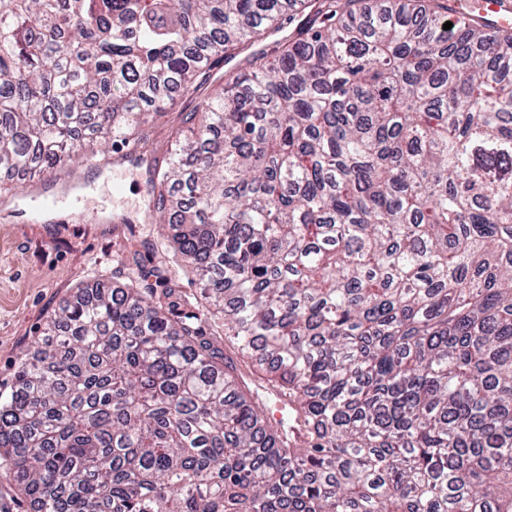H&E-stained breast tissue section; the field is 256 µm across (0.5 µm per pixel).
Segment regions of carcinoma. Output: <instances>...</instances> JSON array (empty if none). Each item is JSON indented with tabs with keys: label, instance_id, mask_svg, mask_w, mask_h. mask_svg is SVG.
I'll list each match as a JSON object with an SVG mask.
<instances>
[{
	"label": "carcinoma",
	"instance_id": "obj_1",
	"mask_svg": "<svg viewBox=\"0 0 512 512\" xmlns=\"http://www.w3.org/2000/svg\"><path fill=\"white\" fill-rule=\"evenodd\" d=\"M357 2L0 4V174L123 148L169 229L159 288L65 302L0 392L36 512H512V32ZM180 260L236 357L177 310ZM178 110L180 112H173L166 117H157L146 125L148 129V148L156 149L158 155L162 154L167 148H169L171 134L175 128L181 125V120L184 119L187 113L191 112L194 104L189 98L178 99Z\"/></svg>",
	"mask_w": 512,
	"mask_h": 512
}]
</instances>
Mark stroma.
<instances>
[{
    "mask_svg": "<svg viewBox=\"0 0 512 512\" xmlns=\"http://www.w3.org/2000/svg\"><path fill=\"white\" fill-rule=\"evenodd\" d=\"M145 181L144 169L125 161L76 159L64 173L40 177L41 186L72 188L34 222L26 214L41 208L42 198L30 193L31 177L0 180L1 389L62 301L84 287L123 282L129 255L140 262L144 286H154L163 229L128 221L144 208Z\"/></svg>",
    "mask_w": 512,
    "mask_h": 512,
    "instance_id": "stroma-1",
    "label": "stroma"
}]
</instances>
